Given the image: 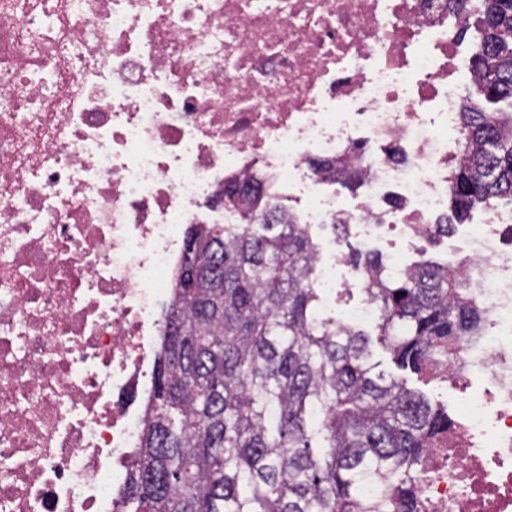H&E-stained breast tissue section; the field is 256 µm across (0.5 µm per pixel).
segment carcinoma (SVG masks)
<instances>
[{
  "label": "carcinoma",
  "instance_id": "cac0c4a2",
  "mask_svg": "<svg viewBox=\"0 0 512 512\" xmlns=\"http://www.w3.org/2000/svg\"><path fill=\"white\" fill-rule=\"evenodd\" d=\"M474 95L512 106V0H479ZM512 111L488 112L466 95L450 184L448 235L479 204L512 203ZM238 224H193L185 234L139 467L126 512H417L416 472L453 424L420 392L370 362L371 337L324 316L314 287L319 258L301 224L258 178L229 183ZM199 270L180 288L187 258ZM371 274L377 341L418 373L456 356L486 315L469 275L422 261L394 273L357 250ZM181 325L186 335L174 334ZM371 482L374 496L363 495Z\"/></svg>",
  "mask_w": 512,
  "mask_h": 512
}]
</instances>
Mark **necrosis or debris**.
Here are the masks:
<instances>
[{"instance_id":"4bbe7bcc","label":"necrosis or debris","mask_w":512,"mask_h":512,"mask_svg":"<svg viewBox=\"0 0 512 512\" xmlns=\"http://www.w3.org/2000/svg\"><path fill=\"white\" fill-rule=\"evenodd\" d=\"M467 0H0V512H123L183 229L264 175L359 245L448 212ZM355 158L338 211L315 159ZM399 204L385 212L390 197ZM489 207L449 253L488 327L438 372L459 419L417 512H512V248Z\"/></svg>"}]
</instances>
